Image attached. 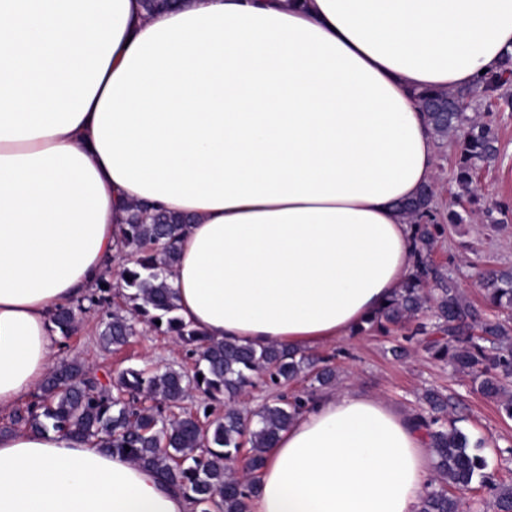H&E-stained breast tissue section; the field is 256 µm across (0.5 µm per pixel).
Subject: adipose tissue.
<instances>
[{"label":"adipose tissue","instance_id":"adipose-tissue-1","mask_svg":"<svg viewBox=\"0 0 512 512\" xmlns=\"http://www.w3.org/2000/svg\"><path fill=\"white\" fill-rule=\"evenodd\" d=\"M512 53V0H0V412L56 362L51 316L112 269L126 208L192 216L167 274L215 340L315 352L413 271L398 202L435 173L418 99ZM414 413L316 392L248 512H418ZM0 512H191L129 457L0 435Z\"/></svg>","mask_w":512,"mask_h":512}]
</instances>
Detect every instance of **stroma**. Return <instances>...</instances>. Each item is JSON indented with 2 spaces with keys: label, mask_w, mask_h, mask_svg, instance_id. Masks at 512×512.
I'll return each instance as SVG.
<instances>
[{
  "label": "stroma",
  "mask_w": 512,
  "mask_h": 512,
  "mask_svg": "<svg viewBox=\"0 0 512 512\" xmlns=\"http://www.w3.org/2000/svg\"><path fill=\"white\" fill-rule=\"evenodd\" d=\"M499 136L496 161L483 169V186L474 197H457L453 181L452 151L441 144L437 156L438 173L433 183L435 206L444 225L432 254V263L441 271H454L458 287L472 302L483 300L482 272L492 266L512 265V108H497L490 114ZM495 203L508 205L505 222L487 224L485 211ZM103 316L90 311L77 313L69 336H58L57 358H76L98 375L127 367L173 366L193 370L195 358L189 349L148 326H140L135 336L120 348H104L99 339ZM404 346L403 357L394 348ZM323 355L332 357L337 385L353 382L362 391L376 394L408 412L418 411L425 389L461 397V429L470 440H484L479 453L487 471L499 483L512 482V419L506 418L497 402L473 392L468 376L454 375L443 362L432 359L418 341L406 340L403 332L365 330L328 345Z\"/></svg>",
  "instance_id": "obj_1"
}]
</instances>
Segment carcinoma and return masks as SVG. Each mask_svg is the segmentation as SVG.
<instances>
[{
  "label": "carcinoma",
  "mask_w": 512,
  "mask_h": 512,
  "mask_svg": "<svg viewBox=\"0 0 512 512\" xmlns=\"http://www.w3.org/2000/svg\"><path fill=\"white\" fill-rule=\"evenodd\" d=\"M512 83V55L497 70L472 87L453 93L424 91L421 107L437 140L451 139L455 155L454 180L461 193L477 185L480 169L498 154L497 137L489 121L466 115L469 101L482 96L489 105H512L505 89ZM413 227L416 246L414 271L397 296L374 316L367 327L383 332L404 329L425 309L434 320L416 332L427 335L426 351L448 362L455 372L472 377L478 391L496 399L512 419V267L491 270L484 279L487 300L500 312L487 315L465 299L451 275L434 269L430 255L441 232L432 186L425 185L399 204ZM188 215L159 210L144 216L138 204L128 206L124 243L129 248L119 285L103 278L87 297L88 308L104 313L100 339L122 346L145 324L191 346L197 356L190 373L172 366L124 368L103 381L79 360L57 364L42 380L39 394L12 425L27 430L68 433L82 442L128 456L180 487L199 512H247V502L258 484L264 450L302 408L309 392L288 393L284 387L304 378L321 386L332 384L336 369L332 357L312 356L296 349L266 346L260 349L216 341L183 321L177 314V295L166 283L176 259L175 237L191 223ZM434 281L431 298L423 288ZM122 305L112 306V288ZM77 307L62 306L52 321L64 336L75 322ZM274 390L271 402L255 412L258 427L250 428L249 413L239 397L258 386ZM194 391L213 401H224V414L201 418L183 407ZM427 413L419 414L430 439L434 477L421 498L419 512H470L473 482L487 488L496 512H512V485L487 480L485 460L470 452L468 435L457 426L453 412L458 400L438 390L423 395ZM249 447L241 455L243 447Z\"/></svg>",
  "instance_id": "obj_1"
}]
</instances>
